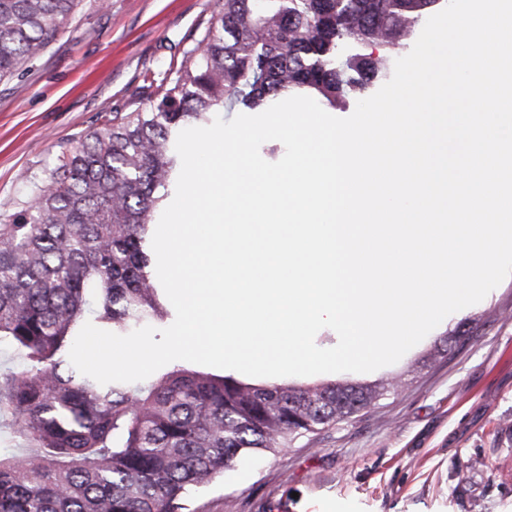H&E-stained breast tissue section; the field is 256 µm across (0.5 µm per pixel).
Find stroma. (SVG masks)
Masks as SVG:
<instances>
[{
	"label": "stroma",
	"instance_id": "35a3bbf8",
	"mask_svg": "<svg viewBox=\"0 0 512 512\" xmlns=\"http://www.w3.org/2000/svg\"><path fill=\"white\" fill-rule=\"evenodd\" d=\"M218 3L79 0L56 40L0 80V215L101 115L146 106L145 77L196 45ZM458 334L465 345L419 367ZM366 378L399 387L295 447L244 457L185 512H512L511 278Z\"/></svg>",
	"mask_w": 512,
	"mask_h": 512
}]
</instances>
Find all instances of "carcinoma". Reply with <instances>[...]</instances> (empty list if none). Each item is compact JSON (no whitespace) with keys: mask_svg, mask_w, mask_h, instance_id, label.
Segmentation results:
<instances>
[{"mask_svg":"<svg viewBox=\"0 0 512 512\" xmlns=\"http://www.w3.org/2000/svg\"><path fill=\"white\" fill-rule=\"evenodd\" d=\"M78 0H0V79L38 57ZM439 0H222L149 106L116 109L0 220V512H181L241 457L376 405L393 382L250 383L173 363L101 385L69 351L87 321L126 335L172 317L151 277L157 212L175 194L178 133L224 110L309 93L331 107L393 73L392 51ZM386 53L373 58L366 47Z\"/></svg>","mask_w":512,"mask_h":512,"instance_id":"carcinoma-1","label":"carcinoma"}]
</instances>
